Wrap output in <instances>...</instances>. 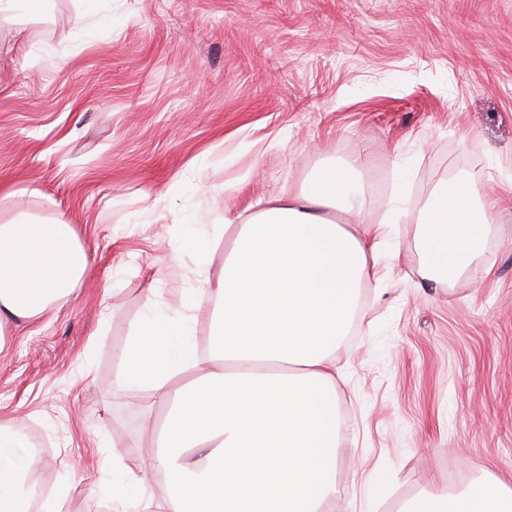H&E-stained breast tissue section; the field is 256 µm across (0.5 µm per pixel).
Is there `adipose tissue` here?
Returning a JSON list of instances; mask_svg holds the SVG:
<instances>
[{
    "label": "adipose tissue",
    "mask_w": 512,
    "mask_h": 512,
    "mask_svg": "<svg viewBox=\"0 0 512 512\" xmlns=\"http://www.w3.org/2000/svg\"><path fill=\"white\" fill-rule=\"evenodd\" d=\"M409 177L399 170L382 225L351 231L330 215L355 210L357 170L323 169L238 225L215 278L202 237L176 239L204 275L179 308L154 307L132 328L114 389L147 394L166 416L153 456L113 454L115 512L132 498L143 512H336L333 353L380 246L410 214ZM495 206L476 176L448 181L427 201L417 221L425 280L439 285L478 263ZM88 270V251L66 221L20 213L0 223V349ZM203 302L211 307L204 352L194 315ZM25 445L20 421L0 423V512H29L28 466L9 454ZM406 512H512V487L484 478L455 494L435 488Z\"/></svg>",
    "instance_id": "ef3b65f1"
}]
</instances>
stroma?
Segmentation results:
<instances>
[{"instance_id": "1", "label": "stroma", "mask_w": 512, "mask_h": 512, "mask_svg": "<svg viewBox=\"0 0 512 512\" xmlns=\"http://www.w3.org/2000/svg\"><path fill=\"white\" fill-rule=\"evenodd\" d=\"M357 163L380 222L400 166L414 209L452 179L497 200L479 265L434 287L396 225L337 348L344 512H400L449 472L512 486V0H38L0 20V219L73 223L90 272L0 350V420L44 443L61 512H113L116 396L132 326L196 285L175 238ZM157 197L155 206L144 194ZM111 304L107 324L99 312Z\"/></svg>"}]
</instances>
